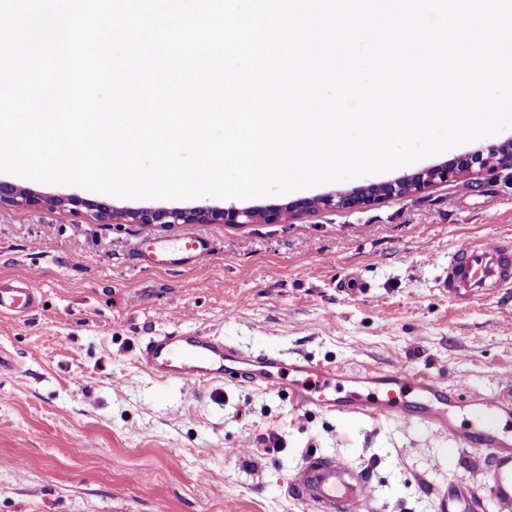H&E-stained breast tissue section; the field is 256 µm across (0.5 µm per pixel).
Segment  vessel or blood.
Segmentation results:
<instances>
[{
  "label": "vessel or blood",
  "mask_w": 512,
  "mask_h": 512,
  "mask_svg": "<svg viewBox=\"0 0 512 512\" xmlns=\"http://www.w3.org/2000/svg\"><path fill=\"white\" fill-rule=\"evenodd\" d=\"M214 249L195 232L175 241L148 239L134 251L150 269L190 268ZM452 297H486L512 288V241L485 238L461 246L438 282ZM39 305L32 281H0V315L24 317ZM139 364L162 381L201 387L236 381L268 391H287L300 411L319 410L373 419L396 417L448 434L460 452L487 468L486 495L455 483L439 492L437 512H512V437L501 434L502 419L512 418V398L462 393L417 372L396 368L386 373L340 371L303 356L247 354L206 331H177L150 337L139 348ZM286 490L307 512H367L369 477L333 456L309 454L290 475Z\"/></svg>",
  "instance_id": "obj_1"
}]
</instances>
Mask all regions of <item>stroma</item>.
<instances>
[{
	"mask_svg": "<svg viewBox=\"0 0 512 512\" xmlns=\"http://www.w3.org/2000/svg\"><path fill=\"white\" fill-rule=\"evenodd\" d=\"M512 138V129L389 172L257 198L286 204L392 181ZM210 236L190 270H143L137 238ZM512 239V172L461 176L362 210L280 224L112 223L48 204L0 206V278H34L38 309L0 316V512H303L283 488L305 453L371 478L372 512H436V493L485 492L447 436L397 418L295 410L286 392L162 382L143 340L208 331L255 353L345 370L404 367L500 394L512 372V289L457 300L438 282L449 256ZM151 473L149 482L136 479Z\"/></svg>",
	"mask_w": 512,
	"mask_h": 512,
	"instance_id": "1",
	"label": "stroma"
}]
</instances>
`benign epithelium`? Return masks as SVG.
<instances>
[{"label":"benign epithelium","mask_w":512,"mask_h":512,"mask_svg":"<svg viewBox=\"0 0 512 512\" xmlns=\"http://www.w3.org/2000/svg\"><path fill=\"white\" fill-rule=\"evenodd\" d=\"M491 156L498 157L499 166L512 169V139L490 145L484 152L477 151L461 156L451 166L442 163L396 181L372 183L349 191L329 193L313 199H298L287 204L242 209L235 206L215 208L201 204L191 208L141 206L119 210L104 201L80 197L52 199L50 203L63 205L73 213L84 208L103 220L120 216L135 224H252L258 219L267 224H278L287 215L304 214L318 207L358 210L380 204L394 196L414 195L437 183H446L456 176L489 168ZM42 202L43 196L30 189L0 183V205L26 209Z\"/></svg>","instance_id":"7a95c632"}]
</instances>
